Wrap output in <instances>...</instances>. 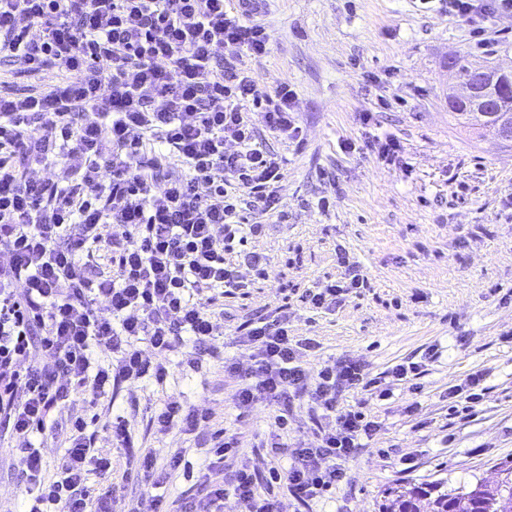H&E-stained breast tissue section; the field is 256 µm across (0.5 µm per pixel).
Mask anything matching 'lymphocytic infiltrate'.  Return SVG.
I'll use <instances>...</instances> for the list:
<instances>
[{
    "label": "lymphocytic infiltrate",
    "instance_id": "f902f5d3",
    "mask_svg": "<svg viewBox=\"0 0 512 512\" xmlns=\"http://www.w3.org/2000/svg\"><path fill=\"white\" fill-rule=\"evenodd\" d=\"M448 13L479 34L489 17L512 14V0H448ZM251 15L248 0H0V55L58 74L47 91L0 95V427L21 441L27 512H112V458L94 451L83 417L69 420L56 479L44 478L32 436L54 431V413L75 399L93 406L124 382L165 384L169 353L186 350L198 369L188 348L214 337L216 298L245 286L231 256L262 227L241 204L275 209L281 177L259 132L303 136L290 86L263 92L224 58L229 46L266 53L269 35ZM35 166L54 177H28ZM98 257L108 268L93 277ZM336 259L343 280L308 290L310 307L364 287L345 251ZM238 343L252 365L228 358L224 370L239 381L240 414L293 391L334 424L313 448L271 441L267 475L241 465L181 512H224L230 497L244 512H279L277 483L310 504L345 479L341 459L378 430L365 412L338 407L354 390L385 395L362 362L310 372L304 354L316 343L290 337L284 318L246 323ZM209 419L170 399L152 424L191 432ZM93 473L106 487L88 486Z\"/></svg>",
    "mask_w": 512,
    "mask_h": 512
}]
</instances>
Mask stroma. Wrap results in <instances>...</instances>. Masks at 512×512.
Masks as SVG:
<instances>
[{
    "label": "stroma",
    "mask_w": 512,
    "mask_h": 512,
    "mask_svg": "<svg viewBox=\"0 0 512 512\" xmlns=\"http://www.w3.org/2000/svg\"><path fill=\"white\" fill-rule=\"evenodd\" d=\"M255 19L269 34L267 53L229 47L225 55L264 90L290 85L303 140L261 135L282 160L277 212L246 213L266 226L247 249L266 258L268 274L243 269L249 286L224 298L214 343L250 366V350L231 343L236 327L276 316L284 305L292 336L318 344L311 369L356 358L374 377L404 361L420 365L387 400L342 397L341 408L367 406L380 430L346 461L345 480L310 507L279 491L282 512H384L397 488L427 484L446 492L494 480L512 462V145L492 128L454 119L448 95L459 81L448 60L461 55L512 70V15L492 18L480 36L449 16L444 0L426 7L420 0H261ZM385 138L399 146L395 162L379 157ZM324 197L326 210L318 206ZM340 246L368 285L343 305L309 309L302 294L341 277ZM180 360L171 355L165 385L125 383L113 402L69 407L97 416L88 429L123 488L117 512L144 493L136 480L141 452L153 451L178 512L183 498L207 488L170 471L169 462L182 455L201 467L213 430L241 441L237 458L212 472L218 482L231 478L241 458L265 469L268 438L316 441L306 401L294 402L282 436L266 405L238 417L236 382L223 362L205 359L195 373ZM476 371L484 375L483 401L470 417L450 414L449 388ZM171 397L207 411L211 422L190 435L158 433L150 419ZM117 415L133 447H113L104 424ZM22 480L15 454L0 443V512H21Z\"/></svg>",
    "instance_id": "1"
}]
</instances>
